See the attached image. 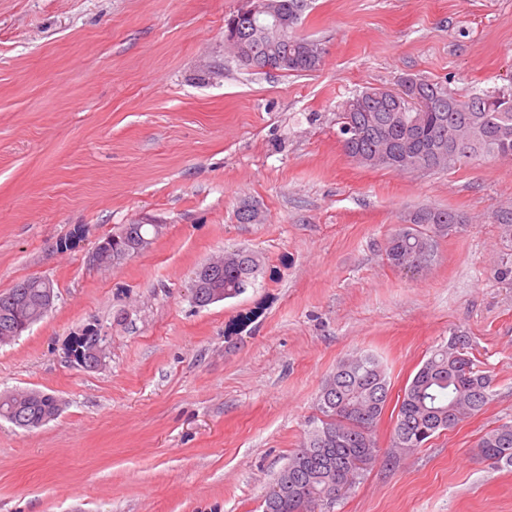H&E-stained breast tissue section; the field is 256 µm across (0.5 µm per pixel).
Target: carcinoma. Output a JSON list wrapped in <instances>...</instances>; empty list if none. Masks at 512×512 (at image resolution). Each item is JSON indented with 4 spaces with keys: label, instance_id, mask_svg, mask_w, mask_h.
Returning <instances> with one entry per match:
<instances>
[{
    "label": "carcinoma",
    "instance_id": "cac0c4a2",
    "mask_svg": "<svg viewBox=\"0 0 512 512\" xmlns=\"http://www.w3.org/2000/svg\"><path fill=\"white\" fill-rule=\"evenodd\" d=\"M308 6V0H274L272 11L243 19L234 56L257 70L265 69L270 58L280 60L277 70L286 73L318 70L323 55H308V39L295 33ZM274 13L288 20L286 30L278 37L259 38L254 29L271 21ZM339 121L346 156L372 168H389L381 157L394 151L404 159L401 171L452 168L477 155L512 156V94L461 99L441 83L406 76L396 89L369 88L347 99ZM462 224V218L448 210L414 211L388 235L386 260L399 269L414 261L425 266L434 257L436 240L457 232ZM151 234V224H124L114 237L148 239ZM258 272L256 254L224 253L219 280L224 298L244 294ZM44 288L42 278L30 277L0 293V337L14 333L19 322L14 302L26 297L33 309ZM468 349V338L455 333L447 344L432 350L398 400L391 443L385 450L378 448L374 431L389 399L386 372L370 354L340 360L321 385L312 428L267 491L263 512H329L364 476L362 458L377 460L383 451L391 457L409 453L481 411L489 401L492 379ZM55 411L60 408L51 394L43 399H32L25 391L0 395V418L18 428H35ZM478 448L492 464L512 466V424L487 431Z\"/></svg>",
    "mask_w": 512,
    "mask_h": 512
}]
</instances>
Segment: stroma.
<instances>
[{
    "label": "stroma",
    "instance_id": "1",
    "mask_svg": "<svg viewBox=\"0 0 512 512\" xmlns=\"http://www.w3.org/2000/svg\"><path fill=\"white\" fill-rule=\"evenodd\" d=\"M242 0H0V293L56 299L0 344V393L55 395L54 420L0 419V512H262L324 379L353 353L391 399L451 333L493 378L477 415L376 462L331 512H512V467L478 442L512 423V158L398 172L353 163L344 100L409 75L458 96L512 93V0H312L311 73L256 71L224 47ZM257 203L258 224L235 217ZM463 216L435 261L390 266L421 207ZM160 224L112 269L95 244ZM73 247H65L66 239ZM245 249L252 288L205 307L195 269ZM97 329L89 370L70 337Z\"/></svg>",
    "mask_w": 512,
    "mask_h": 512
}]
</instances>
